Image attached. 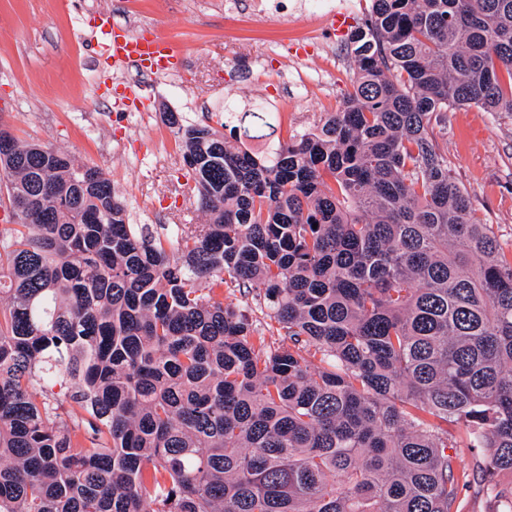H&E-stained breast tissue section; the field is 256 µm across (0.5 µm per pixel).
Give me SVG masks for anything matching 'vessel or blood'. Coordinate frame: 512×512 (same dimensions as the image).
Returning a JSON list of instances; mask_svg holds the SVG:
<instances>
[{
  "mask_svg": "<svg viewBox=\"0 0 512 512\" xmlns=\"http://www.w3.org/2000/svg\"><path fill=\"white\" fill-rule=\"evenodd\" d=\"M99 28L108 36L109 59L118 64L138 68L144 76L149 77L165 69L176 55V47L172 42L128 33L115 25L111 18L101 19Z\"/></svg>",
  "mask_w": 512,
  "mask_h": 512,
  "instance_id": "b4317fda",
  "label": "vessel or blood"
}]
</instances>
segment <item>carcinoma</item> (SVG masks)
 Returning <instances> with one entry per match:
<instances>
[{
  "label": "carcinoma",
  "instance_id": "1",
  "mask_svg": "<svg viewBox=\"0 0 512 512\" xmlns=\"http://www.w3.org/2000/svg\"><path fill=\"white\" fill-rule=\"evenodd\" d=\"M351 43L339 109L263 156L272 112L166 114L208 217L175 233L0 127V512H463L450 446L512 512V260L435 135L512 112V0H372ZM224 305H230L246 313L249 319L264 332L268 342H278L281 338L277 336L278 325L266 316L267 310L263 307L262 311L253 295L249 294L245 288L224 289Z\"/></svg>",
  "mask_w": 512,
  "mask_h": 512
}]
</instances>
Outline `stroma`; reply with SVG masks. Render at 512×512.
<instances>
[{"label":"stroma","instance_id":"35a3bbf8","mask_svg":"<svg viewBox=\"0 0 512 512\" xmlns=\"http://www.w3.org/2000/svg\"><path fill=\"white\" fill-rule=\"evenodd\" d=\"M215 0H0V122L24 140L53 145L104 169L134 224H202L206 216L189 191L192 180L174 148L164 114L207 122L224 110L259 101L277 113L289 139L298 113L315 125L336 111L356 74L349 37L362 15L337 27L331 42L312 38L305 23L273 9L256 16L249 0L224 14ZM111 15L129 32L150 29L179 49L152 88L129 105L154 114L150 125L109 110L134 70L107 60L94 26ZM319 82V98L292 93L293 52ZM448 166L468 194L474 223L491 227L512 246V112L472 106L448 114L441 140Z\"/></svg>","mask_w":512,"mask_h":512}]
</instances>
